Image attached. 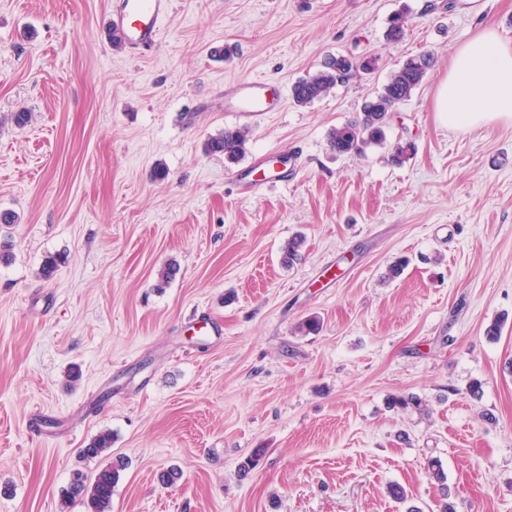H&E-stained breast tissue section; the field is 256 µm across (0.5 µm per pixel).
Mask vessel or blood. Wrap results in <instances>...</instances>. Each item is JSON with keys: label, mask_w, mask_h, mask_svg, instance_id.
<instances>
[{"label": "vessel or blood", "mask_w": 512, "mask_h": 512, "mask_svg": "<svg viewBox=\"0 0 512 512\" xmlns=\"http://www.w3.org/2000/svg\"><path fill=\"white\" fill-rule=\"evenodd\" d=\"M172 0H112L109 20L128 47L135 52L155 48ZM275 95L274 83L266 78L235 83L224 88V109L228 112H266Z\"/></svg>", "instance_id": "obj_1"}]
</instances>
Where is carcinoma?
I'll list each match as a JSON object with an SVG mask.
<instances>
[{
  "label": "carcinoma",
  "instance_id": "carcinoma-1",
  "mask_svg": "<svg viewBox=\"0 0 512 512\" xmlns=\"http://www.w3.org/2000/svg\"><path fill=\"white\" fill-rule=\"evenodd\" d=\"M431 62L432 55L424 53L393 71L376 95L362 105L358 116L332 130L329 138L331 150L338 155H363L371 147L385 145L391 112L422 83ZM374 67L375 59L370 57L361 59L357 64L352 63L348 56L332 57L315 74L292 85L293 102L307 106L349 81L358 71H371ZM248 142L247 129L224 127L208 136L203 150L207 155H219L228 163H237L245 156ZM304 244L305 238L300 234L289 239L282 250V264L293 265L299 259ZM111 448L112 433L103 431L83 449V454L99 457L109 454ZM126 466L125 460L117 457L91 477L75 472L64 500L81 499L87 512H112V489Z\"/></svg>",
  "mask_w": 512,
  "mask_h": 512
}]
</instances>
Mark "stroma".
<instances>
[{
	"label": "stroma",
	"mask_w": 512,
	"mask_h": 512,
	"mask_svg": "<svg viewBox=\"0 0 512 512\" xmlns=\"http://www.w3.org/2000/svg\"><path fill=\"white\" fill-rule=\"evenodd\" d=\"M109 9L0 0V512H86L63 493L107 465L82 455L106 430L127 462L112 512H512V125L434 111L457 45L483 25L512 40V0H173L143 53L113 50ZM423 52L387 146L334 154L331 130ZM339 55L377 68L295 105ZM255 78L274 111L217 110ZM224 127L249 131L238 163L203 151ZM400 140L416 151L396 165ZM288 151V182L245 191ZM408 394L427 413L391 407Z\"/></svg>",
	"instance_id": "stroma-1"
}]
</instances>
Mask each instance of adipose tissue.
<instances>
[{
	"mask_svg": "<svg viewBox=\"0 0 512 512\" xmlns=\"http://www.w3.org/2000/svg\"><path fill=\"white\" fill-rule=\"evenodd\" d=\"M434 108L452 129L512 124V42L485 27L458 45Z\"/></svg>",
	"mask_w": 512,
	"mask_h": 512,
	"instance_id": "obj_1",
	"label": "adipose tissue"
}]
</instances>
